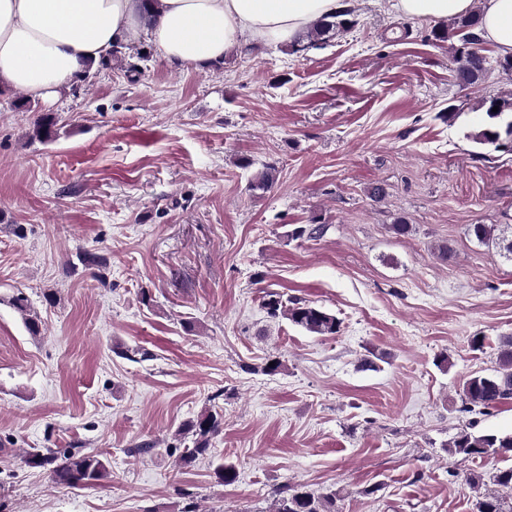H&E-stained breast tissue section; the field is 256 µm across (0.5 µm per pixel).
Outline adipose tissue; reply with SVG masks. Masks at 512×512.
Wrapping results in <instances>:
<instances>
[{
	"mask_svg": "<svg viewBox=\"0 0 512 512\" xmlns=\"http://www.w3.org/2000/svg\"><path fill=\"white\" fill-rule=\"evenodd\" d=\"M340 0H0V85L54 97L112 46L145 43L168 65L203 68L250 43H288ZM400 17L445 19L480 7L479 30L512 55V0H389Z\"/></svg>",
	"mask_w": 512,
	"mask_h": 512,
	"instance_id": "adipose-tissue-1",
	"label": "adipose tissue"
}]
</instances>
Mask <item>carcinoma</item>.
Wrapping results in <instances>:
<instances>
[{
	"instance_id": "cac0c4a2",
	"label": "carcinoma",
	"mask_w": 512,
	"mask_h": 512,
	"mask_svg": "<svg viewBox=\"0 0 512 512\" xmlns=\"http://www.w3.org/2000/svg\"><path fill=\"white\" fill-rule=\"evenodd\" d=\"M342 4L344 8L335 14L314 20L301 37L287 45L288 53L304 54L320 48L351 29L356 24L354 7L350 5V0H342ZM434 34L439 42H447L455 37L462 44L481 39L479 10L449 19L448 24L435 28ZM454 63L457 78L466 85H474L485 79L492 69V61L489 59L481 62L462 58L458 47L454 48ZM495 106L498 107L496 112L492 111ZM480 108L486 119L479 130L470 134V138L495 151L512 152V92L506 97L484 98ZM57 135L56 117L44 113L34 122L30 139L48 142ZM275 178L276 168L266 164L251 179L250 189L264 192L272 187ZM468 235L480 244H499L504 241V249L512 254V240L505 241V237L498 234V226L495 224H471L468 226ZM9 304L21 315L30 335H41V319L30 308L24 294L12 296ZM263 307L271 316H282L291 324L316 336H334L340 331L341 321L336 315L315 305L284 300L276 292L265 295ZM462 393L463 411L468 413H481L512 401V336H505L501 340L498 367L490 373L477 372L469 376L463 383ZM221 426L222 415L210 409L202 411L186 423L183 434L190 436L191 445L180 452V465L189 467L196 460L211 455L210 440L220 431ZM449 448L454 454L471 458L490 454L512 458V434L474 433L464 429L449 443ZM21 462L28 468L48 471L55 482L69 487L94 486L110 477L106 460L97 454L81 453L70 448L58 451L31 448L24 452ZM213 473L222 484H231L238 476L236 465L224 460L218 461ZM337 498L334 490L315 493L299 484H285L275 491L273 512H340L336 508ZM475 509L476 512H512V497L488 494L477 500Z\"/></svg>"
}]
</instances>
